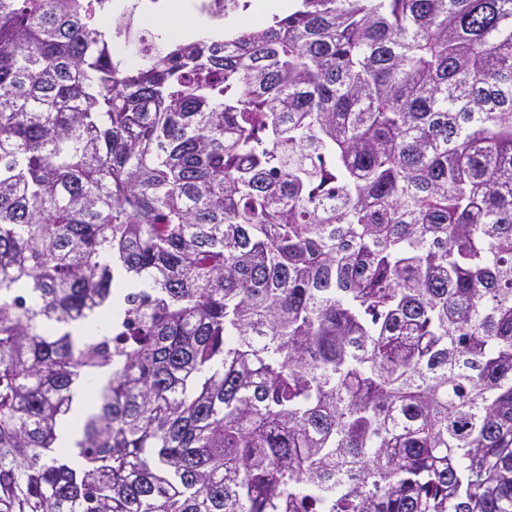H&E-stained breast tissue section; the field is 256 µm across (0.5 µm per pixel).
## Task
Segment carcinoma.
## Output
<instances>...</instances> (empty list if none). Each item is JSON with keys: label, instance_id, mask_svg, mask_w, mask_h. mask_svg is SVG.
Wrapping results in <instances>:
<instances>
[{"label": "carcinoma", "instance_id": "carcinoma-1", "mask_svg": "<svg viewBox=\"0 0 512 512\" xmlns=\"http://www.w3.org/2000/svg\"><path fill=\"white\" fill-rule=\"evenodd\" d=\"M141 7L0 0V512H512V0ZM170 2L166 15H149L145 18L147 22L157 28L162 38L169 39L177 36L189 40H216L224 37V21L220 25L212 23L197 13L191 5L184 4L185 0H171Z\"/></svg>", "mask_w": 512, "mask_h": 512}]
</instances>
